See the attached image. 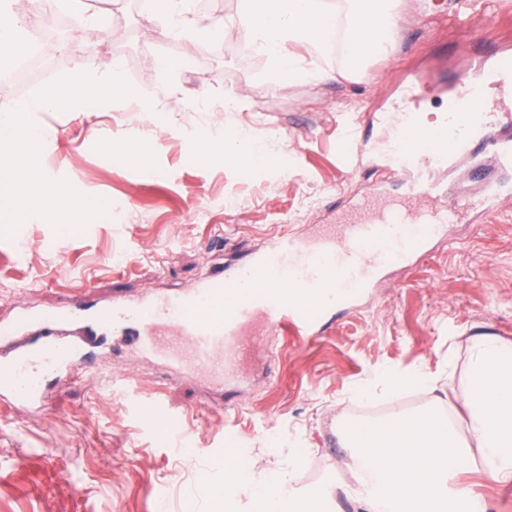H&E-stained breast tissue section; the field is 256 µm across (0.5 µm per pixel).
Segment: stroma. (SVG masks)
<instances>
[{
	"instance_id": "1",
	"label": "stroma",
	"mask_w": 512,
	"mask_h": 512,
	"mask_svg": "<svg viewBox=\"0 0 512 512\" xmlns=\"http://www.w3.org/2000/svg\"><path fill=\"white\" fill-rule=\"evenodd\" d=\"M454 0H404L390 52L347 78L288 80L237 29L205 39L144 35L155 0H98L99 25L70 31L40 77L0 87V108L67 77L87 53L118 59L122 76L156 112L114 101L86 111L33 114L55 135L38 155L41 173L100 200L103 215L84 230L46 219L0 223V319L15 306H52L76 289L98 297L193 287L220 256L264 247L284 233L308 235L329 220V202L373 188L374 147L383 130L375 104L396 106L407 71L445 73L470 38L435 23ZM169 68L155 69L157 59ZM243 97L233 112L208 103ZM248 128L241 156L200 155L215 129ZM266 160L257 153L269 144ZM510 192L496 215L457 224L420 262L385 272L374 288L309 343L282 337L241 393L211 395L199 383L105 345L75 382L50 386L40 409L0 416V512H62L60 487L77 483L92 512H211L206 482L246 460L259 478L305 465L293 485L323 497V512H361L344 469L340 420L378 422L442 413L464 430L472 336L489 332L512 346V170L496 171ZM423 368L435 391L359 390L380 369ZM161 404L173 427L147 411ZM36 450L64 464L59 485L22 494L4 462ZM489 512H512V481L470 469L459 477Z\"/></svg>"
}]
</instances>
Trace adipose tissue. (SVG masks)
Listing matches in <instances>:
<instances>
[{
	"label": "adipose tissue",
	"instance_id": "adipose-tissue-1",
	"mask_svg": "<svg viewBox=\"0 0 512 512\" xmlns=\"http://www.w3.org/2000/svg\"><path fill=\"white\" fill-rule=\"evenodd\" d=\"M399 4L400 0H247L239 22L246 37L283 73L298 80L316 79L323 71L315 63L328 45L340 44L347 74L353 72L354 62L386 55ZM293 43L306 47L312 66L289 52ZM205 493L212 512L240 501L251 512H291L296 504L292 481L281 473L259 480L246 471L234 491L218 482L206 484Z\"/></svg>",
	"mask_w": 512,
	"mask_h": 512
}]
</instances>
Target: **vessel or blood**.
I'll use <instances>...</instances> for the list:
<instances>
[{
	"label": "vessel or blood",
	"instance_id": "1",
	"mask_svg": "<svg viewBox=\"0 0 512 512\" xmlns=\"http://www.w3.org/2000/svg\"><path fill=\"white\" fill-rule=\"evenodd\" d=\"M454 19L480 28L495 17L476 10L473 0H456ZM476 52L477 67L460 74L448 95L441 130L419 128L411 86L407 112L374 116L396 144L384 174L403 178L411 207L365 218L364 202L350 201L349 216L325 225L312 244L283 235L246 255L232 274L213 268L196 287L178 293L115 294L95 309L80 297L63 306L18 307L0 319V405L37 408L50 381L81 376L107 333L121 337L138 357L219 394L243 379V359L270 352L279 328L305 342L322 335L335 321L336 302L358 301L378 273L410 263L429 238L461 222L467 202L445 201L441 174L482 154L497 168H512V113L471 108L488 74L512 81V49L480 45ZM11 469L28 491L55 477L59 466L42 453L16 458Z\"/></svg>",
	"mask_w": 512,
	"mask_h": 512
}]
</instances>
